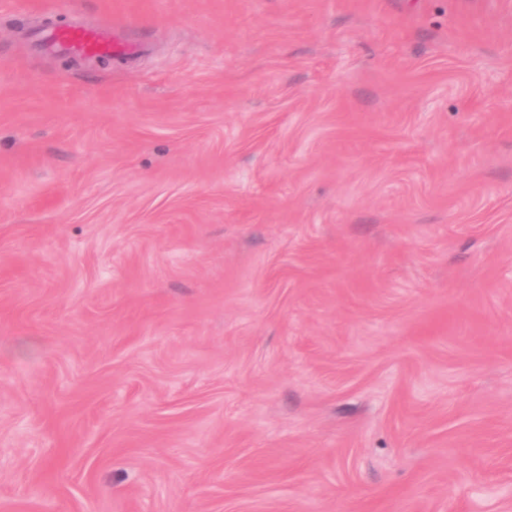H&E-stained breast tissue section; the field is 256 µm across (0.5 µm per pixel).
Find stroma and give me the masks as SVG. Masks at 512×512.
Returning <instances> with one entry per match:
<instances>
[{
    "label": "stroma",
    "instance_id": "stroma-1",
    "mask_svg": "<svg viewBox=\"0 0 512 512\" xmlns=\"http://www.w3.org/2000/svg\"><path fill=\"white\" fill-rule=\"evenodd\" d=\"M0 512H512V0H0ZM40 45L53 52L65 53L74 58L98 56L128 58L139 52V46L123 37L112 25L50 29L41 37Z\"/></svg>",
    "mask_w": 512,
    "mask_h": 512
}]
</instances>
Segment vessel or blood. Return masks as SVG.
Masks as SVG:
<instances>
[{
    "label": "vessel or blood",
    "mask_w": 512,
    "mask_h": 512,
    "mask_svg": "<svg viewBox=\"0 0 512 512\" xmlns=\"http://www.w3.org/2000/svg\"><path fill=\"white\" fill-rule=\"evenodd\" d=\"M40 44L51 51L75 58L98 56L128 58L139 51L137 44L127 40L116 27L111 25L51 29L43 34Z\"/></svg>",
    "instance_id": "1"
}]
</instances>
